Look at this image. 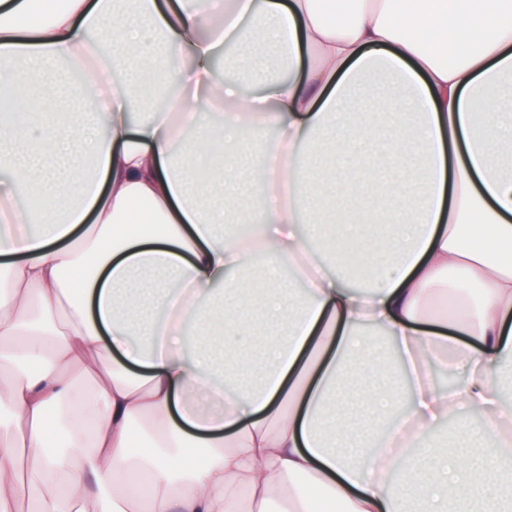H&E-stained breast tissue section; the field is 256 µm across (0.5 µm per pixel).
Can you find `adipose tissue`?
<instances>
[{
	"mask_svg": "<svg viewBox=\"0 0 512 512\" xmlns=\"http://www.w3.org/2000/svg\"><path fill=\"white\" fill-rule=\"evenodd\" d=\"M88 58L112 89L90 124L68 83L42 130L0 120V512L25 490L27 512H502L484 491L512 474L492 380L512 259L488 248L512 246V0H349L340 19L330 0H0L16 111L43 102L17 65ZM146 75L165 110L142 112ZM228 215L248 232L218 233ZM393 370L372 412L340 413ZM465 412L478 425L434 448Z\"/></svg>",
	"mask_w": 512,
	"mask_h": 512,
	"instance_id": "ef3b65f1",
	"label": "adipose tissue"
}]
</instances>
